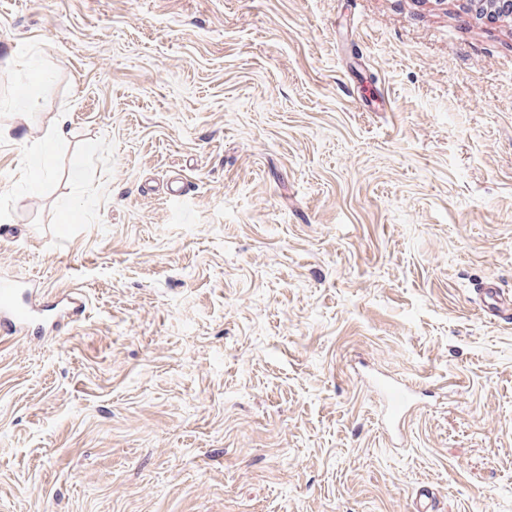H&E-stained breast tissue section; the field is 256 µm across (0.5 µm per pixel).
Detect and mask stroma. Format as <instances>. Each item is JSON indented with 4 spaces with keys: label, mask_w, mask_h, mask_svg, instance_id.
Returning a JSON list of instances; mask_svg holds the SVG:
<instances>
[{
    "label": "stroma",
    "mask_w": 512,
    "mask_h": 512,
    "mask_svg": "<svg viewBox=\"0 0 512 512\" xmlns=\"http://www.w3.org/2000/svg\"><path fill=\"white\" fill-rule=\"evenodd\" d=\"M4 225L86 310L0 340V512H512V21L0 0ZM65 135L64 124L46 127L41 134L42 152L38 155L39 169L46 172L49 169V162L52 158L54 146ZM482 292L485 296L495 301V307H493V309L487 308V311L492 316L501 319H505V317L510 316L512 312V297L504 299L499 293V288H497L493 280H489L485 283L484 288H482Z\"/></svg>",
    "instance_id": "35a3bbf8"
}]
</instances>
